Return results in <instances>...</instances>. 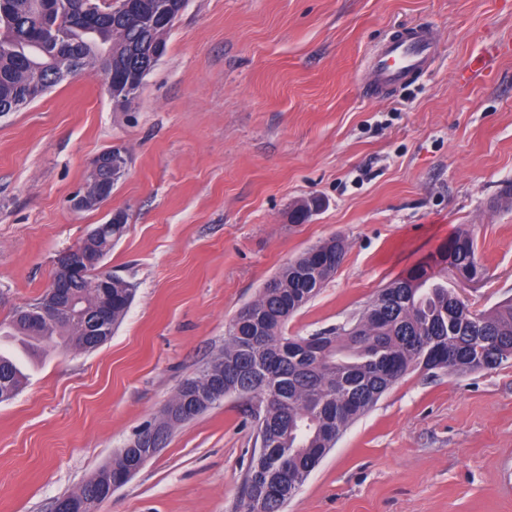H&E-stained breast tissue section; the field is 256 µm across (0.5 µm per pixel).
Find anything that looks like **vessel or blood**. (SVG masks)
I'll return each mask as SVG.
<instances>
[{
    "mask_svg": "<svg viewBox=\"0 0 512 512\" xmlns=\"http://www.w3.org/2000/svg\"><path fill=\"white\" fill-rule=\"evenodd\" d=\"M438 55L433 31L414 26L385 40L369 62V82L374 95L384 96L427 71Z\"/></svg>",
    "mask_w": 512,
    "mask_h": 512,
    "instance_id": "vessel-or-blood-1",
    "label": "vessel or blood"
}]
</instances>
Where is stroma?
Segmentation results:
<instances>
[{"label":"stroma","instance_id":"obj_1","mask_svg":"<svg viewBox=\"0 0 512 512\" xmlns=\"http://www.w3.org/2000/svg\"><path fill=\"white\" fill-rule=\"evenodd\" d=\"M419 23L436 33L435 64L371 97V55ZM475 57L486 72L459 80ZM111 146L128 165L110 207L76 209ZM312 196L322 208L290 223ZM113 210L128 223L105 264L136 293L110 339L36 353L9 337L57 256ZM461 231L484 277L443 283L477 312L512 300V0H188L126 108L94 71L0 117V351L26 376L0 402V512H54L305 250L346 243L290 336L345 322ZM255 439L247 406L226 397L175 428L98 512H239ZM283 512H512V362L408 372Z\"/></svg>","mask_w":512,"mask_h":512}]
</instances>
